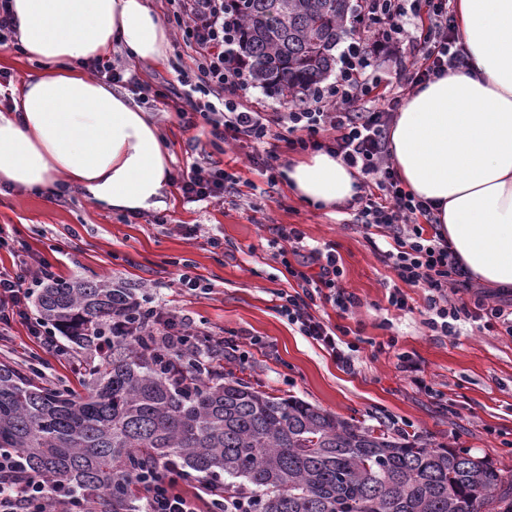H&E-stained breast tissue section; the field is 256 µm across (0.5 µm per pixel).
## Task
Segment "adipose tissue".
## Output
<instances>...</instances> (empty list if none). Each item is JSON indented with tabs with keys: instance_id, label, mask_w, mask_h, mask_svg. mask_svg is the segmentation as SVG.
Wrapping results in <instances>:
<instances>
[{
	"instance_id": "1",
	"label": "adipose tissue",
	"mask_w": 512,
	"mask_h": 512,
	"mask_svg": "<svg viewBox=\"0 0 512 512\" xmlns=\"http://www.w3.org/2000/svg\"><path fill=\"white\" fill-rule=\"evenodd\" d=\"M16 39L38 74L0 112V187L66 185L120 213L164 208L173 155L161 125L126 92L83 70L121 46L165 63L173 37L147 0H12ZM466 68L414 90L390 132L395 168L432 203L443 236L476 281L512 286V0H456ZM300 200L333 208L357 180L320 151L283 170Z\"/></svg>"
}]
</instances>
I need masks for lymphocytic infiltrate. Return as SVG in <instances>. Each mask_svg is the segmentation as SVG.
Segmentation results:
<instances>
[{
    "label": "lymphocytic infiltrate",
    "instance_id": "lymphocytic-infiltrate-1",
    "mask_svg": "<svg viewBox=\"0 0 512 512\" xmlns=\"http://www.w3.org/2000/svg\"><path fill=\"white\" fill-rule=\"evenodd\" d=\"M167 4L190 61L179 70L183 91L171 101V108L188 122L201 117L215 138L254 145L256 151L248 160L266 173L272 186L277 183L278 152L267 140L273 127L287 130L289 150H323L341 157L360 176L349 203L358 221L366 229H392L393 248L387 257L396 277L426 290L424 313L430 328L455 335V323L468 309L463 304L448 305V286L466 272L447 240L425 237V225L435 221L432 206L404 189L387 150L390 123L404 88L377 94V79L364 76L361 52L350 47L340 57L333 83L297 95L288 111H266L253 104L246 67L227 38L224 0H167ZM361 6L386 20L402 45L423 44L421 57L411 63L405 88L434 81L448 69L465 67L466 53L455 33L451 0H361ZM234 183L233 175L224 170L195 166L181 176L178 190L184 201L196 203L223 199ZM276 233L286 244L279 252L280 262L299 287L297 294L285 295L282 313L342 368L352 369L354 360L342 349L340 336L310 307L317 300L334 303L344 311L359 304L340 283L342 270L334 250L329 246L305 248V236L293 224L277 225ZM303 250L318 265L316 276L293 265V256ZM54 276L52 263L33 253L26 254L14 272L0 271V334L19 321L36 342L55 348L54 329L27 310L36 288ZM201 335L207 336V346L192 345V338ZM118 338L145 341L155 353L174 362L212 361L224 354L223 337L206 335L188 316L150 302L140 306L136 317L113 318L112 333L100 340V351H107ZM23 468L15 453L0 448V512H91L85 497L50 486L44 478L24 475ZM131 478L140 493L138 512H245L241 506L225 508L217 498L198 506L195 499L179 491L186 480L184 472L164 464L136 470Z\"/></svg>",
    "mask_w": 512,
    "mask_h": 512
}]
</instances>
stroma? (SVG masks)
I'll list each match as a JSON object with an SVG mask.
<instances>
[{"instance_id":"1","label":"stroma","mask_w":512,"mask_h":512,"mask_svg":"<svg viewBox=\"0 0 512 512\" xmlns=\"http://www.w3.org/2000/svg\"><path fill=\"white\" fill-rule=\"evenodd\" d=\"M370 34L363 29L358 40L367 50L369 71L383 84H403L409 51L391 46L370 51ZM177 62L173 55L165 64L140 66L148 87L133 92L136 103L148 109L155 95L180 90ZM158 118L174 155V175L216 165L235 175L236 192L220 202L188 203L170 188L167 222L158 225L96 209L73 188L60 201L6 189L0 191V228L31 252L47 256L60 278L124 283L213 334L240 342L246 361L232 353L223 365L243 368L244 379L260 390L431 448H462L512 466V335L471 319L458 321L452 336L431 330L422 316L425 291L398 286L383 257L391 248L387 230L366 232L347 206L328 213L301 203L285 184L269 188L266 176L247 161L249 147L216 139L207 124L185 129L173 111ZM183 224L201 225L200 236L185 238L179 230ZM280 224L300 227L307 245L335 249L343 268L341 285L360 304L343 312L321 303L312 312L356 345L353 370L342 369L281 314L279 295L296 283L278 256ZM213 237L221 248L211 247ZM184 269L201 279V289L187 294L174 288ZM396 288L406 296L408 310L389 305ZM89 355L86 349L70 350L65 357L48 352L18 322L0 339L1 363L37 365L40 383L76 393L83 390Z\"/></svg>"}]
</instances>
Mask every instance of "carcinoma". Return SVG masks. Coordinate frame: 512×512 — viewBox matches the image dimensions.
<instances>
[{
	"instance_id": "1",
	"label": "carcinoma",
	"mask_w": 512,
	"mask_h": 512,
	"mask_svg": "<svg viewBox=\"0 0 512 512\" xmlns=\"http://www.w3.org/2000/svg\"><path fill=\"white\" fill-rule=\"evenodd\" d=\"M358 17L354 0H224L249 79L278 94L318 88ZM135 303L129 288L75 277L42 288L37 311L83 348ZM84 372L76 395L0 364V448L93 512H133L129 474L168 460L218 493L246 491L250 512H512L511 470L261 391L219 362L177 378L117 340Z\"/></svg>"
}]
</instances>
